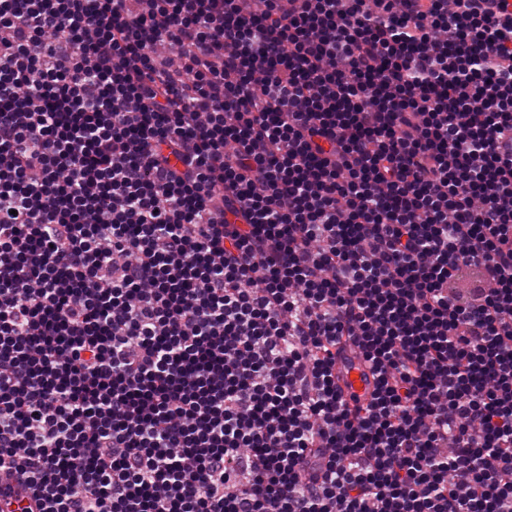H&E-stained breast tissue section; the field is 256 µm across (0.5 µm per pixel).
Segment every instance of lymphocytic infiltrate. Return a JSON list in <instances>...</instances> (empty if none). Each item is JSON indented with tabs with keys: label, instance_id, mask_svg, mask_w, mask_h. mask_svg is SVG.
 Listing matches in <instances>:
<instances>
[{
	"label": "lymphocytic infiltrate",
	"instance_id": "1",
	"mask_svg": "<svg viewBox=\"0 0 512 512\" xmlns=\"http://www.w3.org/2000/svg\"><path fill=\"white\" fill-rule=\"evenodd\" d=\"M0 512H512V0H0ZM337 386L350 403L366 404L374 390V377L362 354L354 346L336 356Z\"/></svg>",
	"mask_w": 512,
	"mask_h": 512
}]
</instances>
